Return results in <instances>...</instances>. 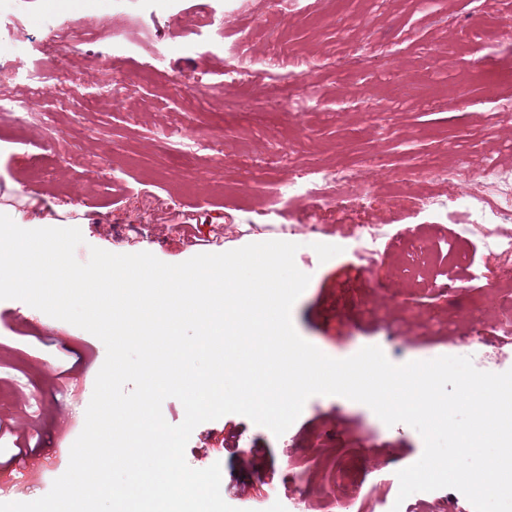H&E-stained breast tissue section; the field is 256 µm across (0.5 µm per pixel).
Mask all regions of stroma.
<instances>
[{
  "label": "stroma",
  "mask_w": 512,
  "mask_h": 512,
  "mask_svg": "<svg viewBox=\"0 0 512 512\" xmlns=\"http://www.w3.org/2000/svg\"><path fill=\"white\" fill-rule=\"evenodd\" d=\"M200 0H0V26L20 21L16 57L37 56L49 19L70 12L78 25L126 28L122 49L91 40L69 56L66 72L82 80L109 67L127 77L118 103L89 93L35 104V124L0 114V204L22 221L39 217L79 228L75 250L149 252L178 264L201 253L288 240L310 283L292 308L299 335L324 354L344 359L377 346L394 364L440 356L475 357L505 335L494 311L508 298L498 289L501 259L473 231L454 261L440 249L454 237L444 210L427 198H448L447 174L472 187L486 159L512 169V41L503 23L512 0H304L282 17L268 0H236L224 14V35L198 30ZM178 13L187 38L159 33ZM251 56L255 78L225 89L236 53ZM285 54L313 61L316 98L286 107L301 83ZM469 93L473 105L452 109ZM343 111H336V104ZM186 139L205 128L221 152L170 148L165 133ZM107 170H100V162ZM433 174L409 175L420 162ZM356 173L366 202L322 212L305 199L281 207L276 195L294 170ZM371 224L386 234L365 260L350 249ZM106 357L93 334L20 300H0V407L16 426L34 421L36 453L48 469L29 476L11 466L12 430L0 429V503L46 495L67 469L81 433L96 375ZM67 378H60L61 370ZM208 439L211 452L196 448ZM424 449L413 427L383 421L367 405L314 395L287 435L239 414L198 425L185 450L189 466L220 463L221 495L240 512H355L354 496L378 480L396 481ZM351 467V484L322 493L324 455Z\"/></svg>",
  "instance_id": "obj_1"
}]
</instances>
